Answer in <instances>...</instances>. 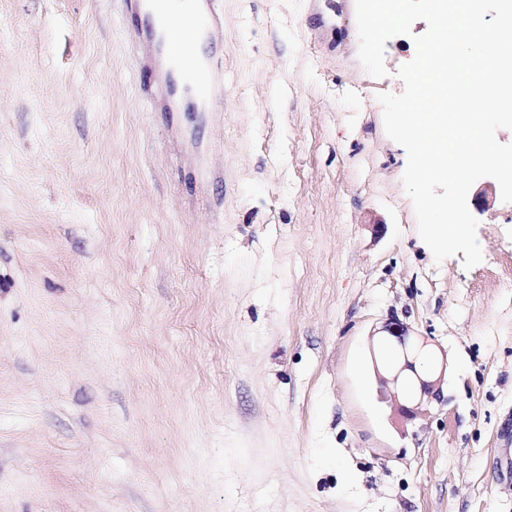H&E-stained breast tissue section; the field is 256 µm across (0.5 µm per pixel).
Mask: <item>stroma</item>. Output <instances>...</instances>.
<instances>
[{
  "label": "stroma",
  "instance_id": "obj_1",
  "mask_svg": "<svg viewBox=\"0 0 512 512\" xmlns=\"http://www.w3.org/2000/svg\"><path fill=\"white\" fill-rule=\"evenodd\" d=\"M222 2L224 110L171 114L121 0H0V512H512V203L435 261L377 100L426 22L378 79L355 0ZM388 332L389 336L395 338L396 344L393 345L395 352L401 350L402 355L387 365L388 368L385 370L387 376L380 379L385 385L391 387L393 397L402 401L403 414L407 418H413L428 401L429 395L434 393L435 387H437L436 390L439 388L447 371L448 362L442 354L439 362L435 366L429 364L430 371L422 376L416 369L417 359L424 358L429 361L431 356H435V349L426 341L408 335L404 327L399 324H394ZM409 381L412 382V387L408 386ZM417 383L418 389L415 392Z\"/></svg>",
  "mask_w": 512,
  "mask_h": 512
}]
</instances>
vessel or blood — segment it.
Here are the masks:
<instances>
[{"instance_id": "1", "label": "vessel or blood", "mask_w": 512, "mask_h": 512, "mask_svg": "<svg viewBox=\"0 0 512 512\" xmlns=\"http://www.w3.org/2000/svg\"><path fill=\"white\" fill-rule=\"evenodd\" d=\"M192 14L183 25L203 33V44L192 58L168 52L163 40L172 22L160 0H124L140 24L134 33L136 46L146 48L144 69L148 79L141 87L156 109L165 112H220L224 109V13L219 0H193Z\"/></svg>"}]
</instances>
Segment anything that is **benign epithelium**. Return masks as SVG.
<instances>
[{
	"instance_id": "obj_1",
	"label": "benign epithelium",
	"mask_w": 512,
	"mask_h": 512,
	"mask_svg": "<svg viewBox=\"0 0 512 512\" xmlns=\"http://www.w3.org/2000/svg\"><path fill=\"white\" fill-rule=\"evenodd\" d=\"M389 335L395 338L394 349L402 351V355L386 369V375L381 377L384 384L391 387L393 397L401 401V410L408 418H413L429 395L439 386L448 368L446 358L430 367L426 375H421L416 369L419 358L429 359L435 349L425 341L410 336L404 327L396 324L388 329Z\"/></svg>"
}]
</instances>
